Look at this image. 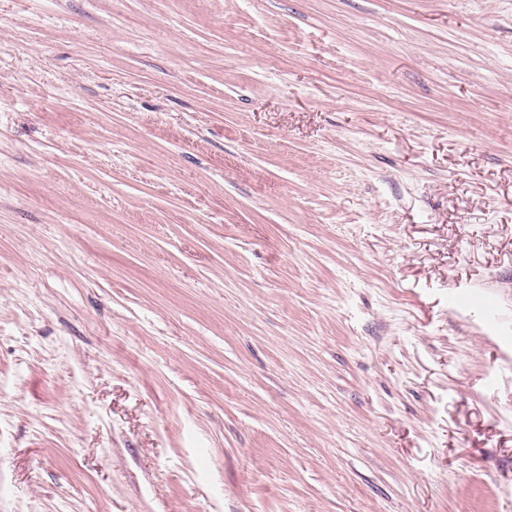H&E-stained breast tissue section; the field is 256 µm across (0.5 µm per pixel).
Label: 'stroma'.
I'll return each mask as SVG.
<instances>
[{
  "instance_id": "obj_1",
  "label": "stroma",
  "mask_w": 512,
  "mask_h": 512,
  "mask_svg": "<svg viewBox=\"0 0 512 512\" xmlns=\"http://www.w3.org/2000/svg\"><path fill=\"white\" fill-rule=\"evenodd\" d=\"M0 512H512V0H0Z\"/></svg>"
}]
</instances>
